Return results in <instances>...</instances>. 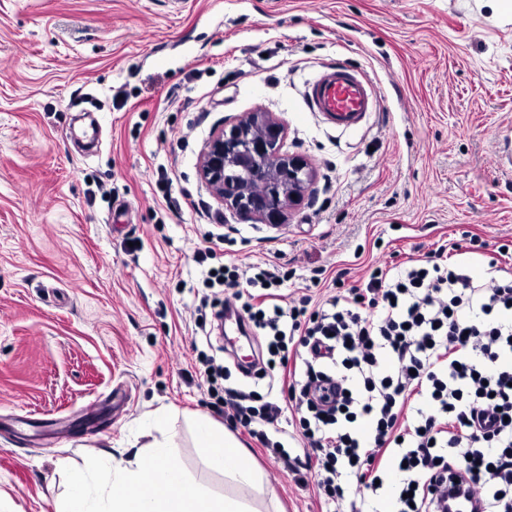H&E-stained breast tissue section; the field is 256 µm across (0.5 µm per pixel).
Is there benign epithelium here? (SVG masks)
I'll use <instances>...</instances> for the list:
<instances>
[{
  "mask_svg": "<svg viewBox=\"0 0 512 512\" xmlns=\"http://www.w3.org/2000/svg\"><path fill=\"white\" fill-rule=\"evenodd\" d=\"M288 127L273 112H246L213 129L199 178L224 209L262 224H282L311 191L313 170L284 150Z\"/></svg>",
  "mask_w": 512,
  "mask_h": 512,
  "instance_id": "7a95c632",
  "label": "benign epithelium"
}]
</instances>
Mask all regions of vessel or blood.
Returning <instances> with one entry per match:
<instances>
[{
	"label": "vessel or blood",
	"mask_w": 512,
	"mask_h": 512,
	"mask_svg": "<svg viewBox=\"0 0 512 512\" xmlns=\"http://www.w3.org/2000/svg\"><path fill=\"white\" fill-rule=\"evenodd\" d=\"M307 96L315 111L343 127L356 125L373 106L367 83L339 67L328 68L312 81Z\"/></svg>",
	"instance_id": "obj_1"
}]
</instances>
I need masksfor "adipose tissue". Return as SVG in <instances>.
<instances>
[{"instance_id": "obj_1", "label": "adipose tissue", "mask_w": 512, "mask_h": 512, "mask_svg": "<svg viewBox=\"0 0 512 512\" xmlns=\"http://www.w3.org/2000/svg\"><path fill=\"white\" fill-rule=\"evenodd\" d=\"M197 440L207 467L223 475L230 494L218 498L184 476H171L161 463L166 447L156 443L126 467L98 471L90 482L94 493H87L83 476H75L65 512H256L242 490L265 496L269 489L250 452L222 425L209 421L198 424ZM116 483L120 491L108 493V486Z\"/></svg>"}]
</instances>
